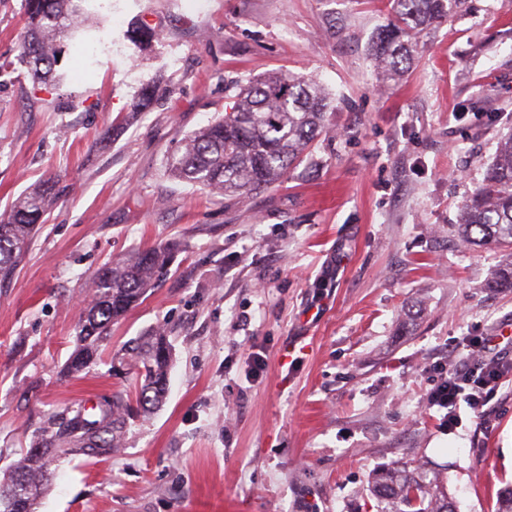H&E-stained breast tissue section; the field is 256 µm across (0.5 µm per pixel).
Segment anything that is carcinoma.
<instances>
[{
  "mask_svg": "<svg viewBox=\"0 0 512 512\" xmlns=\"http://www.w3.org/2000/svg\"><path fill=\"white\" fill-rule=\"evenodd\" d=\"M87 0H24L26 36L16 60L0 72L27 67L35 80L53 82L60 42L91 20ZM390 20L373 44L375 58L391 76L411 63L417 35L450 16L460 0H389ZM330 107L325 89L312 78L275 73L241 88L224 115L189 136L167 158L172 176L209 193L242 199L275 185L319 135ZM44 183L15 200L0 220V280L10 278L28 250L50 202ZM458 231L466 242L512 246V135L499 145L484 183L463 208ZM175 246L138 251L94 275L91 303L77 327V345L66 371L77 376L100 360L112 325L140 304L150 288L171 271ZM488 287L512 289V260L498 269ZM119 365L134 371V397L122 391L105 397L97 411L76 407L52 417L34 444L0 480V512H37L49 480L53 455L105 456L121 446L130 419L147 416L165 401L172 352L165 330L151 327L120 349ZM371 492L384 512H457L440 475L422 463L404 462L377 471Z\"/></svg>",
  "mask_w": 512,
  "mask_h": 512,
  "instance_id": "1",
  "label": "carcinoma"
}]
</instances>
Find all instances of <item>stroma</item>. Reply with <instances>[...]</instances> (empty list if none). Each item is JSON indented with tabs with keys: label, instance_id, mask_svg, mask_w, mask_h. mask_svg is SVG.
<instances>
[{
	"label": "stroma",
	"instance_id": "stroma-1",
	"mask_svg": "<svg viewBox=\"0 0 512 512\" xmlns=\"http://www.w3.org/2000/svg\"><path fill=\"white\" fill-rule=\"evenodd\" d=\"M87 8L96 24L65 42L52 84L21 66L0 77V218L37 182L56 197L0 283V471L55 413L134 390L112 355L160 326L165 404L110 455L63 463L39 512H380L373 473L411 459L440 471L459 512H494L512 482V380L489 423L466 413L452 431L427 394L467 337L512 334V292L487 286L512 252L457 234L512 134V0H466L397 81L371 54L383 0ZM23 15L0 0V60L19 54ZM135 24L162 39L133 44ZM274 71L334 100L303 161L241 201L173 180L168 154ZM148 84L156 100L134 111ZM168 243L170 275L68 376L92 275Z\"/></svg>",
	"mask_w": 512,
	"mask_h": 512
}]
</instances>
